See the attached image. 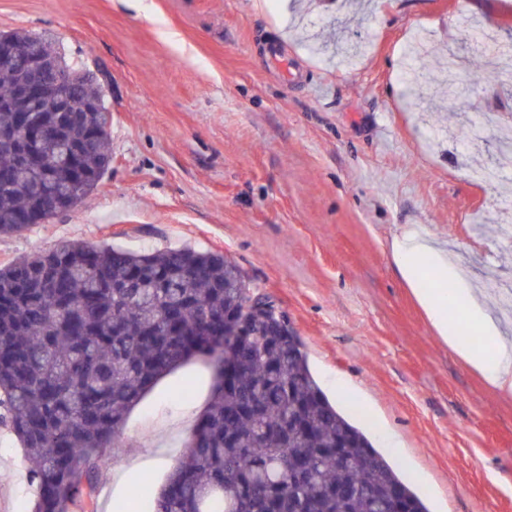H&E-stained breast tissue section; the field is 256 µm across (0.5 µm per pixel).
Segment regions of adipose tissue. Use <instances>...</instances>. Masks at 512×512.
Segmentation results:
<instances>
[{"label":"adipose tissue","mask_w":512,"mask_h":512,"mask_svg":"<svg viewBox=\"0 0 512 512\" xmlns=\"http://www.w3.org/2000/svg\"><path fill=\"white\" fill-rule=\"evenodd\" d=\"M391 252L439 336L493 386L512 393V346L502 336L498 320L482 308L473 290L459 285V275L449 264L447 253L408 231L393 238ZM427 266L435 275L455 282V290L424 287L423 269ZM454 306L462 308L467 318L479 327L486 340L485 347H472L461 337L458 327L448 317L449 308Z\"/></svg>","instance_id":"adipose-tissue-1"}]
</instances>
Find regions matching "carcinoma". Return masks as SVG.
Listing matches in <instances>:
<instances>
[{
	"label": "carcinoma",
	"instance_id": "carcinoma-1",
	"mask_svg": "<svg viewBox=\"0 0 512 512\" xmlns=\"http://www.w3.org/2000/svg\"><path fill=\"white\" fill-rule=\"evenodd\" d=\"M483 57L496 45L465 29ZM40 51L66 70L80 99L58 139L0 145V235L47 212V197L72 208L102 182L110 112L101 87L51 43ZM401 76L420 108L417 73ZM21 76L0 70V130L16 124L7 102ZM84 181L50 178L63 151ZM255 289L224 255L191 248L132 252L60 239L0 267V408L30 463L33 512H72L93 492L89 474L124 445L127 414L156 382L196 357L214 369L209 405L187 452L160 487L133 483L151 512H428L423 500L332 404L312 375L285 316L251 305ZM251 322L243 339L224 317Z\"/></svg>",
	"mask_w": 512,
	"mask_h": 512
}]
</instances>
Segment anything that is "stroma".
<instances>
[{
	"label": "stroma",
	"mask_w": 512,
	"mask_h": 512,
	"mask_svg": "<svg viewBox=\"0 0 512 512\" xmlns=\"http://www.w3.org/2000/svg\"><path fill=\"white\" fill-rule=\"evenodd\" d=\"M472 19L512 38V0H0V32L52 37L112 113L108 175L76 208L0 235V265L61 238L223 253L430 512H512V393L442 341L391 254L402 230L427 235L512 337V168L496 186L478 175L512 134V83L441 102L426 85L431 109L415 112L399 79L421 28L439 67L464 55ZM271 45L301 79L267 64ZM213 382L201 360L161 378L75 512H124L147 459L163 483ZM28 468L0 419V512H32Z\"/></svg>",
	"instance_id": "stroma-1"
}]
</instances>
